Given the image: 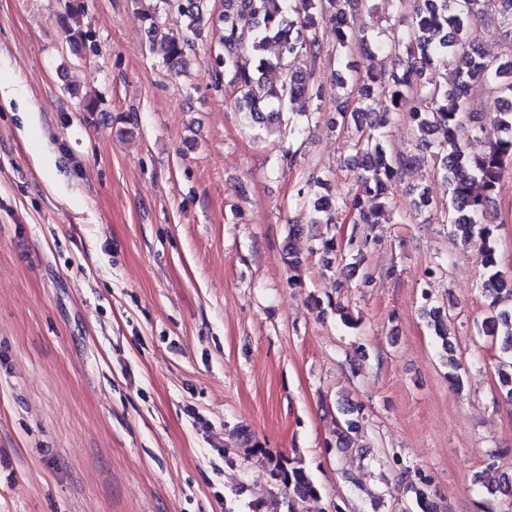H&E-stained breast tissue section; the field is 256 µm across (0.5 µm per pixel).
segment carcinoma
I'll use <instances>...</instances> for the list:
<instances>
[{"label":"carcinoma","instance_id":"carcinoma-1","mask_svg":"<svg viewBox=\"0 0 512 512\" xmlns=\"http://www.w3.org/2000/svg\"><path fill=\"white\" fill-rule=\"evenodd\" d=\"M205 0H162L176 13L187 29L201 35L214 20L203 11ZM361 0H224V11L216 18L222 29L219 64L224 70L215 77L214 88L233 91L235 110L262 127L288 121L289 105L299 98L321 100L322 83L317 77L318 62L330 41L336 44V58L346 74L335 73L336 110L333 129L351 134L354 161L359 172L350 201L344 202L353 223L365 232L353 234L344 243L331 237L322 243L325 252L336 251L352 258L362 254L369 242L370 224L377 208L383 206L392 183L418 171L420 155H392L385 146L389 114L405 112L420 134V141L440 129L446 139L437 144L434 156L439 161L435 173L448 183L449 204L439 205L423 194L413 201L414 210L426 212L435 220L451 225L455 236L465 243H477L483 256L486 277L480 283L488 298L489 312L476 324L480 336L492 338L506 354H512V278L498 268L493 246V229L479 224V215L495 202L501 180L512 166V0H412V15L404 29L390 41L369 40L348 22V13ZM495 15L503 20L495 34L506 53L487 56L476 49L478 21ZM142 21L148 33L149 50L162 56L172 70L187 64L188 41L169 38L155 41L163 23L158 12L145 13ZM280 51L267 55L270 44ZM384 54L395 60L389 70L360 75L354 72L350 57L358 51ZM451 68L453 82L433 76V69ZM284 74L278 85L268 82L267 74ZM478 90L498 95L506 108L493 118L504 132L489 149L471 157L465 151L468 141L483 132L474 93ZM480 181L482 192L472 190ZM299 200L315 214V223L334 224L339 214L338 201L316 192L308 184L298 190ZM428 325L440 340L441 349L450 351L449 311L430 303L423 296ZM356 430L354 420L346 418L336 429V447L347 448ZM270 474L288 492L303 501L319 496L311 475L298 460L275 457L269 460ZM410 479V489L422 512H430V489L424 480L412 476L419 471L401 467Z\"/></svg>","mask_w":512,"mask_h":512}]
</instances>
